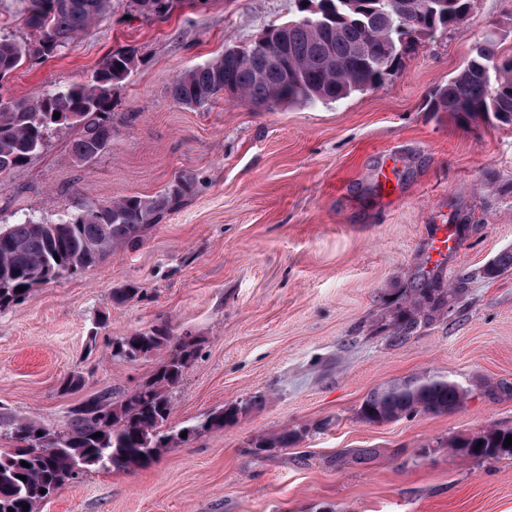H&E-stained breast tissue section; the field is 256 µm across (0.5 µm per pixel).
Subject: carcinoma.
Returning a JSON list of instances; mask_svg holds the SVG:
<instances>
[{
	"label": "carcinoma",
	"instance_id": "obj_1",
	"mask_svg": "<svg viewBox=\"0 0 512 512\" xmlns=\"http://www.w3.org/2000/svg\"><path fill=\"white\" fill-rule=\"evenodd\" d=\"M308 5H303V2ZM31 40L0 36V81L32 59L48 58L88 32L108 12L110 0H28ZM419 14L405 22L391 0H296L297 16L267 28L266 45L227 48L217 58L180 73L173 100L187 108H207L221 99L264 105L336 103L357 91L384 84L399 72L418 41L461 25L475 0H415ZM136 64L118 50L83 83L47 92L31 101L0 99V175L20 168L39 152L49 131L77 130L70 159L93 163L112 147V87ZM430 111L468 121L494 118L512 124V57L503 58L495 36L476 45L460 69L437 86ZM60 117L53 118L55 113ZM195 191V181L177 176L155 196H125L86 205L56 223L25 217L0 226V308L22 302L37 285L81 273L118 248L137 246L143 233L178 209ZM512 270V250L486 267L489 276ZM24 291L19 292L17 288ZM464 293V279L443 288L418 277L410 308L393 324L392 339L404 341ZM199 341L183 340L168 328L137 330L112 342V356L136 361L160 354L152 375L121 400L101 393L71 410L64 431L13 420L19 446L0 448V512H37L38 506L69 481L96 469L134 470L151 465L180 433L164 429L172 394L198 354ZM468 390L446 376L422 374L389 381L371 390L359 418L384 424L418 414H445L464 406ZM248 406L233 403L184 427L187 435L234 425ZM100 432L102 436L93 437ZM512 428L490 427L455 438L449 448L464 458L512 456L504 446ZM302 437L286 429L258 439L254 448H287ZM27 462L28 466L21 465ZM26 480H20V477ZM46 493H41V490Z\"/></svg>",
	"mask_w": 512,
	"mask_h": 512
}]
</instances>
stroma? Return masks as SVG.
<instances>
[{"mask_svg":"<svg viewBox=\"0 0 512 512\" xmlns=\"http://www.w3.org/2000/svg\"><path fill=\"white\" fill-rule=\"evenodd\" d=\"M294 13V0H178L157 18L112 0L59 54L0 81V97L29 100L83 81L114 51L137 57L112 89L111 150L78 166L73 131L51 132L25 166L0 175V225L153 196L180 174L196 180L138 247L0 310V415L62 431L85 398L121 399L158 358L128 362L111 343L154 326L199 340L169 427L249 405L235 425L174 444L148 467L64 485L38 512H512V458L448 448L512 428V272L484 273L512 249V127L428 109L487 33L512 56V0H477L391 81L337 103L173 101L181 72ZM392 159L398 187L387 200L377 172ZM421 269L446 286L467 276L465 294L394 341L390 319ZM128 284L142 297L115 305L113 290ZM73 372L83 388L61 394ZM426 372L467 387L464 406L359 419L373 388ZM286 428L305 435L256 451L257 438Z\"/></svg>","mask_w":512,"mask_h":512,"instance_id":"1","label":"stroma"}]
</instances>
